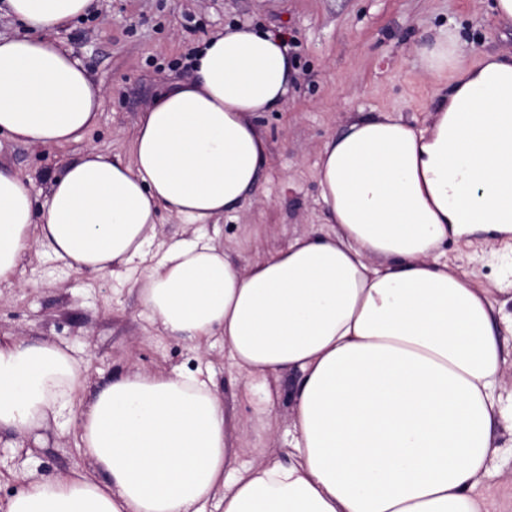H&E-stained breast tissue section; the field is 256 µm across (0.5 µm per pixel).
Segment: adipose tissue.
<instances>
[{
  "mask_svg": "<svg viewBox=\"0 0 512 512\" xmlns=\"http://www.w3.org/2000/svg\"><path fill=\"white\" fill-rule=\"evenodd\" d=\"M27 36L0 38V134L82 140L104 90L56 30L94 0H7ZM447 76L429 123L359 116L330 138L317 177L328 227L241 266L196 235L151 246L159 212L186 227L234 211L268 161L256 116L295 80L282 35L226 26L191 73L141 117L129 160L90 151L52 178L42 214L0 166V284L31 245L78 271L129 274L162 329L224 348L248 387L298 376L289 461L233 447L223 405L197 373L133 371L85 399L87 366L43 340H0V429L62 415L92 467L20 474L7 512H487L476 492L512 431L501 393L512 348L491 289L438 261L447 238L512 241V52L465 59L455 28L417 49Z\"/></svg>",
  "mask_w": 512,
  "mask_h": 512,
  "instance_id": "1",
  "label": "adipose tissue"
}]
</instances>
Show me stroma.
Here are the masks:
<instances>
[{
    "mask_svg": "<svg viewBox=\"0 0 512 512\" xmlns=\"http://www.w3.org/2000/svg\"><path fill=\"white\" fill-rule=\"evenodd\" d=\"M491 5L492 0H96L90 15L56 35L105 90L96 127L61 147L28 146L1 134L0 165L29 180L33 208L41 210L49 178L69 160L90 150L129 158L141 113L186 77L191 55L211 34L237 24L283 34L297 75L282 106L258 119L268 142L267 166L236 211L198 228L245 265L257 253L285 246L296 233L325 224L318 154L358 112L394 109L415 124L436 109L435 88L421 73L416 49L439 28L456 26L472 54L512 51V25L497 22ZM440 255L483 282L497 277L495 259L456 241L445 242ZM5 335L72 349L95 384L133 367L203 371L243 445L288 457L295 376L283 373L268 388L244 393L222 337H212L202 352L192 340L163 332L149 319L137 290L111 276L71 269L33 246L13 284H0V336ZM497 440L499 449L478 490L494 494L493 512H512V498L503 494L512 476V435L501 431ZM88 467L75 450L68 417L36 437L1 430L0 506L21 490L20 471L54 476Z\"/></svg>",
    "mask_w": 512,
    "mask_h": 512,
    "instance_id": "obj_1",
    "label": "stroma"
}]
</instances>
